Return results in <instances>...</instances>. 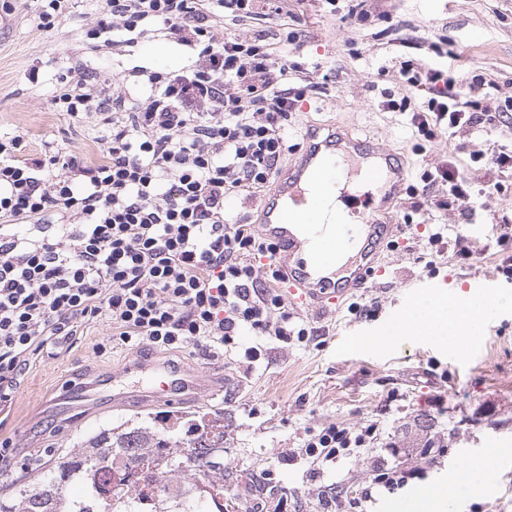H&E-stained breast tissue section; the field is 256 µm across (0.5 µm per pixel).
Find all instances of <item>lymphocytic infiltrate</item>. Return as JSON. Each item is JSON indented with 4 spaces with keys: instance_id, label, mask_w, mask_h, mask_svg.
Segmentation results:
<instances>
[{
    "instance_id": "1",
    "label": "lymphocytic infiltrate",
    "mask_w": 512,
    "mask_h": 512,
    "mask_svg": "<svg viewBox=\"0 0 512 512\" xmlns=\"http://www.w3.org/2000/svg\"><path fill=\"white\" fill-rule=\"evenodd\" d=\"M281 16L274 35L243 37L225 17ZM288 0H94L85 35L116 32L118 51L166 39L186 47L188 65L140 69V97L113 92L86 65L59 74L51 104L72 119L103 116L100 160L52 148L25 153L24 136H0V411L10 407L33 358H55L86 324L109 322L112 345L172 351L234 348L242 333L305 341L282 293L275 245L252 222L229 218L228 198L271 186L291 152L288 123L314 88L294 60L305 35ZM400 73L415 151L439 134L512 120V104L485 94L475 74L460 81L442 63ZM424 171L435 206L503 192L512 150L471 160L497 173L474 188L456 156ZM268 258L265 270L252 260ZM378 427L331 423L303 444L323 464L376 443Z\"/></svg>"
}]
</instances>
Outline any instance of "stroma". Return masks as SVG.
Here are the masks:
<instances>
[{"label":"stroma","mask_w":512,"mask_h":512,"mask_svg":"<svg viewBox=\"0 0 512 512\" xmlns=\"http://www.w3.org/2000/svg\"><path fill=\"white\" fill-rule=\"evenodd\" d=\"M11 3V11L0 10V133L27 132L29 152L49 144L88 156L104 130L101 117L77 121L51 110L55 75L69 61L106 71L121 93L132 90L134 66L172 70L188 63L183 51L165 40L158 54L149 44L119 55L95 47L83 36L92 0H74L50 31L40 26L28 0ZM365 5L371 13L365 22L325 12L320 0L297 8L305 33L299 61L306 68L320 64L331 79L310 92L289 134L296 139L316 127L345 126L353 136L402 155L407 181L416 185L424 170L447 158L448 140L436 138L425 151L414 152L406 116L387 110V94H403L401 61L429 62L432 43L448 37V51L463 68L482 74L495 101L504 102L512 97V0H366ZM34 69L39 79L33 83ZM456 140L464 148L459 160L471 181H489L492 172L470 162L469 155L494 142L512 147V126L465 128ZM507 182L506 192L488 201L465 199L434 211L433 222L449 238L438 253L405 224V203L386 209L382 218L394 226L395 245L383 260V274L337 309L294 308L297 322L312 332L307 341H262L246 334L239 348L223 354L194 348L151 353L120 345L101 354L96 347L110 326L86 325L69 349L34 362L26 374L0 424V441H9L14 450L11 464L0 467V482L15 477L21 464L77 450L104 429L144 425L160 432L179 418L220 415L227 512H323L328 498L337 499L344 512H357L377 456L416 475L402 489L374 492L367 512H396L400 505L412 510L429 489L449 486L453 512H512V284L498 271V257L462 269L451 245L459 233L476 247L494 245L496 216L512 214V176ZM491 280L498 288L487 301L497 318L481 323L480 335L460 345L424 336L378 347L349 345L351 336L394 321L423 289L459 296ZM354 301L372 304L371 314L351 313ZM255 345L262 348L260 358L246 362L245 348ZM146 356L203 376V393L167 405L142 397L116 402L104 388L91 404L56 405L70 384L104 380ZM372 422L379 425L380 443L359 455L337 458L316 471L298 453L309 430L330 423L357 430ZM491 449L502 462L489 472L484 491L475 494L457 483L460 463Z\"/></svg>","instance_id":"1"}]
</instances>
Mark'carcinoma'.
Returning <instances> with one entry per match:
<instances>
[{
  "label": "carcinoma",
  "instance_id": "1",
  "mask_svg": "<svg viewBox=\"0 0 512 512\" xmlns=\"http://www.w3.org/2000/svg\"><path fill=\"white\" fill-rule=\"evenodd\" d=\"M192 429L191 423L182 427L177 422L163 434L148 427L128 432H101L86 441L78 454L61 456L52 466L40 470L34 480L18 477L1 487L0 512H101L90 507L95 488L85 480V475L102 466L117 448L136 462L152 448L172 449L164 466L169 479L187 471L214 479L224 476L220 457L211 455L212 445L204 435L187 437ZM184 448L194 449L193 458L182 455ZM73 485L78 487V492L66 493Z\"/></svg>",
  "mask_w": 512,
  "mask_h": 512
}]
</instances>
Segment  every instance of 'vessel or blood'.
<instances>
[{"instance_id": "b4317fda", "label": "vessel or blood", "mask_w": 512, "mask_h": 512, "mask_svg": "<svg viewBox=\"0 0 512 512\" xmlns=\"http://www.w3.org/2000/svg\"><path fill=\"white\" fill-rule=\"evenodd\" d=\"M351 174L385 183L390 201L404 190V164L395 153L347 132L312 131L262 208L260 233L276 245L290 293L318 308L366 287L390 247L392 225L381 223L376 206L367 203L354 222H335L333 236L321 239L313 261L304 259L307 239L318 237L339 179ZM343 251L351 258L341 265L337 258ZM135 370L147 380L146 397L163 403H176L203 388L199 378L151 360L137 362Z\"/></svg>"}]
</instances>
